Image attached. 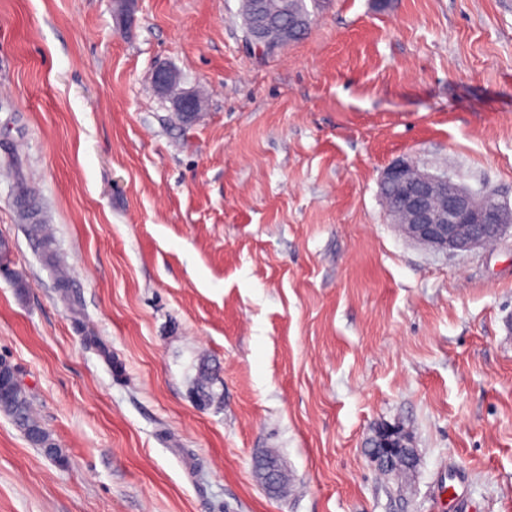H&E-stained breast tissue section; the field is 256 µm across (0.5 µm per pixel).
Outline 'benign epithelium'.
<instances>
[{
    "label": "benign epithelium",
    "instance_id": "1",
    "mask_svg": "<svg viewBox=\"0 0 512 512\" xmlns=\"http://www.w3.org/2000/svg\"><path fill=\"white\" fill-rule=\"evenodd\" d=\"M249 24L247 40L252 49L272 54L288 40L272 42L265 37L263 0H241ZM152 82L162 94L173 95L175 111L188 119L201 110L192 91H176L178 74L168 68L152 73ZM381 188L388 216L403 236L435 252L464 255L487 245V238L503 237L512 230V208L490 200L483 190H471L446 171H422L404 158L384 170Z\"/></svg>",
    "mask_w": 512,
    "mask_h": 512
}]
</instances>
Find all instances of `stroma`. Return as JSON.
Masks as SVG:
<instances>
[{"label": "stroma", "instance_id": "obj_1", "mask_svg": "<svg viewBox=\"0 0 512 512\" xmlns=\"http://www.w3.org/2000/svg\"><path fill=\"white\" fill-rule=\"evenodd\" d=\"M400 157L512 207V0H331L268 56L239 0H0V357L64 455L0 413V512H512V231L411 242ZM175 111L181 118H191L196 112H200L201 103L199 97L193 91H180L173 96Z\"/></svg>", "mask_w": 512, "mask_h": 512}]
</instances>
